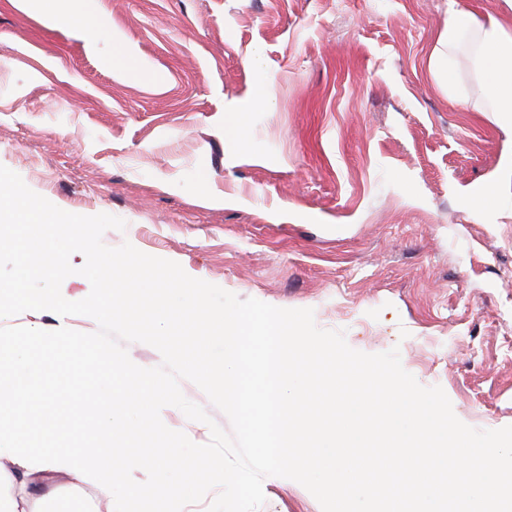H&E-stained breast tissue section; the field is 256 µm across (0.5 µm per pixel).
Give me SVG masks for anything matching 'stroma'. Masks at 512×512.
<instances>
[{
  "label": "stroma",
  "mask_w": 512,
  "mask_h": 512,
  "mask_svg": "<svg viewBox=\"0 0 512 512\" xmlns=\"http://www.w3.org/2000/svg\"><path fill=\"white\" fill-rule=\"evenodd\" d=\"M60 3L0 0V165L67 212L123 219L105 245L313 309L355 350L399 348L466 425H512V125L464 52L460 96L431 76L448 0ZM263 491L259 512H321L293 480Z\"/></svg>",
  "instance_id": "obj_1"
}]
</instances>
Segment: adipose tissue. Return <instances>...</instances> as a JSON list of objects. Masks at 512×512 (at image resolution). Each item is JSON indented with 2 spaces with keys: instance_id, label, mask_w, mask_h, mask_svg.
Instances as JSON below:
<instances>
[{
  "instance_id": "adipose-tissue-1",
  "label": "adipose tissue",
  "mask_w": 512,
  "mask_h": 512,
  "mask_svg": "<svg viewBox=\"0 0 512 512\" xmlns=\"http://www.w3.org/2000/svg\"><path fill=\"white\" fill-rule=\"evenodd\" d=\"M467 33L474 37L469 62L482 78V97L489 111L512 120V32L495 14L478 17L449 8L445 48L433 54L432 74L449 92H456L459 78L449 53L460 49ZM20 352L17 346L0 345V512H71L82 485L95 487L100 503L111 505L113 473L137 471L139 463L107 452L100 440L123 432L119 421L123 407L155 391V375L142 370L131 386L125 383L122 370H114L109 401H100L89 383L69 413L61 415L51 408L47 389L65 382L71 371L89 369L81 340L70 337L67 349L60 352L47 344L28 347L24 352L29 363L23 371L17 366ZM92 401L98 415L90 434L85 409Z\"/></svg>"
}]
</instances>
